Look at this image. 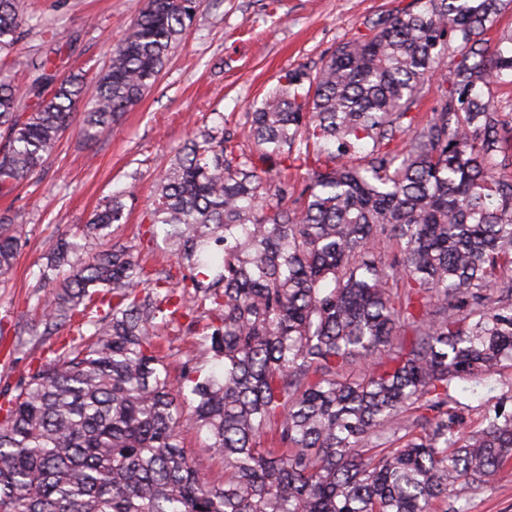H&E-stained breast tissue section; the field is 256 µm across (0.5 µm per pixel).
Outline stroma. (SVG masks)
I'll use <instances>...</instances> for the list:
<instances>
[{
	"instance_id": "1",
	"label": "stroma",
	"mask_w": 512,
	"mask_h": 512,
	"mask_svg": "<svg viewBox=\"0 0 512 512\" xmlns=\"http://www.w3.org/2000/svg\"><path fill=\"white\" fill-rule=\"evenodd\" d=\"M412 0H204L193 27L172 50L157 83L145 97L92 145L77 129L68 130L41 175L7 197L0 215L21 212L24 246L12 278L0 284V394L12 388L36 356L14 350L17 331L36 323L39 275L48 263L58 234L88 221L107 196L123 195L127 221L112 227L111 239L141 248L148 274L179 275L175 258L165 252L164 231L146 234L141 222L159 176L183 147L196 121H228L243 128L253 101L277 83L279 75L299 66L320 65L324 56L360 37L366 23L408 7ZM44 28L58 37L80 32L64 73H95L128 30L140 0H33ZM44 28L29 32L17 50L31 53ZM172 378L194 355L203 372L216 369L199 337L182 327L167 330ZM456 398L470 406L468 428L480 424L484 410L500 405L512 410V371L475 387L458 383ZM467 512H512V467L496 482L460 500Z\"/></svg>"
}]
</instances>
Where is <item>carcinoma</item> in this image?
I'll return each mask as SVG.
<instances>
[{"label": "carcinoma", "instance_id": "obj_1", "mask_svg": "<svg viewBox=\"0 0 512 512\" xmlns=\"http://www.w3.org/2000/svg\"><path fill=\"white\" fill-rule=\"evenodd\" d=\"M200 6L144 0L89 80L60 75L70 38L15 52L43 18L0 0V56L25 77L0 67V194L74 122L93 144L138 104ZM511 8L416 0L280 75L246 113L250 151L222 124L195 130L143 215L178 281L147 279L133 245L59 238L36 302L44 333L70 336L0 402V512H463L448 499L512 461V411L466 432L454 396L512 369ZM19 220L0 217L1 282ZM126 220L112 195L81 237ZM175 324L220 365L183 364L186 405L161 336ZM186 426L222 481L185 452ZM182 445L187 453L202 461L212 480L219 481L224 477V464L218 458L211 457L204 445L206 438L196 429L186 428L182 433Z\"/></svg>", "mask_w": 512, "mask_h": 512}]
</instances>
